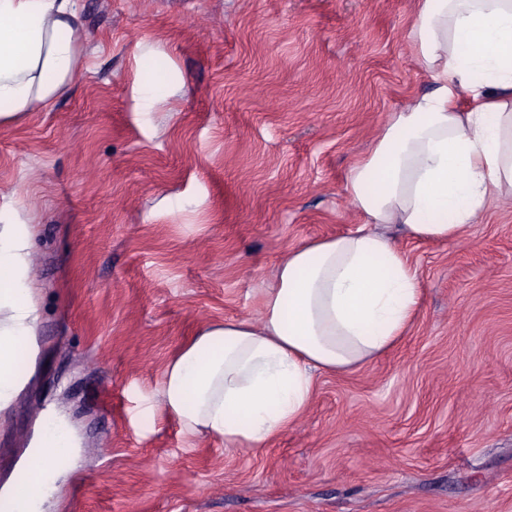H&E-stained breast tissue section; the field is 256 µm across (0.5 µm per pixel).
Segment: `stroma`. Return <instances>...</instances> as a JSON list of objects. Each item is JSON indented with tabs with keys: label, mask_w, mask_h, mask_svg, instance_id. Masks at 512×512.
I'll use <instances>...</instances> for the list:
<instances>
[{
	"label": "stroma",
	"mask_w": 512,
	"mask_h": 512,
	"mask_svg": "<svg viewBox=\"0 0 512 512\" xmlns=\"http://www.w3.org/2000/svg\"><path fill=\"white\" fill-rule=\"evenodd\" d=\"M83 68L0 125V225H26L41 320L0 421V487L40 415L79 452L44 512H512V197L458 239L386 234L418 269L401 342L315 374L265 448L150 416L168 361L257 310L289 248L354 231L345 184L435 82L415 0H78Z\"/></svg>",
	"instance_id": "1"
}]
</instances>
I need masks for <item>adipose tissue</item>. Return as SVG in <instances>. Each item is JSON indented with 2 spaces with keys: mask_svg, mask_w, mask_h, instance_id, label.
I'll return each instance as SVG.
<instances>
[{
  "mask_svg": "<svg viewBox=\"0 0 512 512\" xmlns=\"http://www.w3.org/2000/svg\"><path fill=\"white\" fill-rule=\"evenodd\" d=\"M412 34L438 85L353 163L346 193L360 228L289 250L254 314L205 327L168 362L161 405L185 435L269 445L307 413L315 373L366 366L412 326L418 271L381 226L445 242L512 191V0H419ZM81 41L76 0H0V125L68 88ZM33 252L22 228L0 226V415L28 382L18 364L38 350ZM45 421L15 512H41L77 452L67 421Z\"/></svg>",
  "mask_w": 512,
  "mask_h": 512,
  "instance_id": "ef3b65f1",
  "label": "adipose tissue"
}]
</instances>
